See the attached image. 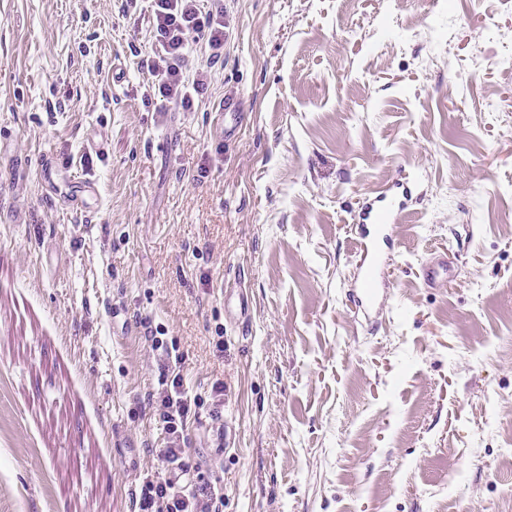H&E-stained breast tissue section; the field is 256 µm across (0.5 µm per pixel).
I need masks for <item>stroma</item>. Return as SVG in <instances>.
<instances>
[{"instance_id":"stroma-1","label":"stroma","mask_w":512,"mask_h":512,"mask_svg":"<svg viewBox=\"0 0 512 512\" xmlns=\"http://www.w3.org/2000/svg\"><path fill=\"white\" fill-rule=\"evenodd\" d=\"M224 22L183 112L145 102L149 10L0 0V512H134L155 327L224 512H512V0H224ZM46 155L97 180L90 213L46 193ZM403 175L368 315L353 215ZM442 249L454 277L423 287Z\"/></svg>"}]
</instances>
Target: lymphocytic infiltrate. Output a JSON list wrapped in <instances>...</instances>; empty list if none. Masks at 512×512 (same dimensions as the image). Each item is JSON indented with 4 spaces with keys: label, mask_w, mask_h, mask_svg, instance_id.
<instances>
[{
    "label": "lymphocytic infiltrate",
    "mask_w": 512,
    "mask_h": 512,
    "mask_svg": "<svg viewBox=\"0 0 512 512\" xmlns=\"http://www.w3.org/2000/svg\"><path fill=\"white\" fill-rule=\"evenodd\" d=\"M147 2L153 17L154 37L159 50L147 68L151 86L167 101L192 110L194 98L207 84L205 69L188 72L190 49L208 54L217 62L224 47V5L212 0L203 7L201 0H123L124 8ZM151 351L159 372L158 387L146 397L162 424L164 446L159 457L163 472L142 474L138 512H223L224 493L212 482L193 479L187 462L186 432L197 417L198 395L185 385L183 356L177 346L149 334Z\"/></svg>",
    "instance_id": "lymphocytic-infiltrate-1"
}]
</instances>
